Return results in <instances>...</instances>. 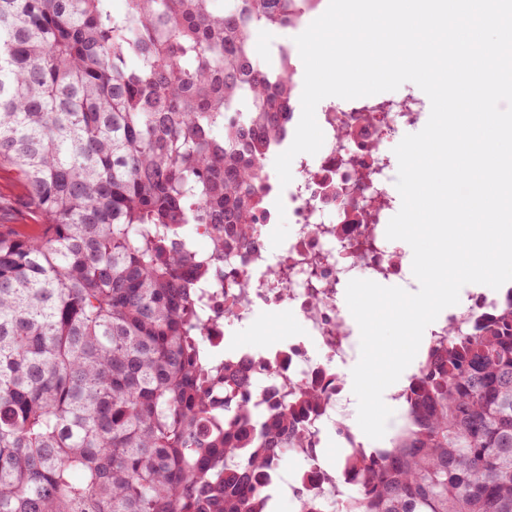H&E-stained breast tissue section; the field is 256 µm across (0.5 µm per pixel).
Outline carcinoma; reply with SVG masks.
I'll use <instances>...</instances> for the list:
<instances>
[{"mask_svg":"<svg viewBox=\"0 0 512 512\" xmlns=\"http://www.w3.org/2000/svg\"><path fill=\"white\" fill-rule=\"evenodd\" d=\"M320 0H0V164L38 231L0 234V512H264L295 434L252 361L205 347L198 289L257 239L295 113L255 33ZM202 224L209 249L193 248ZM352 512H512V298L426 347Z\"/></svg>","mask_w":512,"mask_h":512,"instance_id":"cac0c4a2","label":"carcinoma"}]
</instances>
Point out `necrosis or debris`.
Instances as JSON below:
<instances>
[{
    "label": "necrosis or debris",
    "instance_id": "obj_1",
    "mask_svg": "<svg viewBox=\"0 0 512 512\" xmlns=\"http://www.w3.org/2000/svg\"><path fill=\"white\" fill-rule=\"evenodd\" d=\"M428 117L426 101L414 96L361 97L323 108L318 124L324 144L317 154L294 158L289 185L279 181L276 152H269L262 165L266 204L256 216L258 245L224 258L200 294L207 319L204 339L215 357L235 355L229 335L261 312L287 310L299 327L275 349L253 350L254 385L247 394L260 412L274 411L286 395L313 390L320 396L319 403L293 415L305 436L304 447L288 448L303 463L299 474L291 477L274 467L259 483L261 492L288 499L297 512L310 503L322 512H345L353 490L365 481L362 469L347 466L338 472L322 463L328 441L337 443L346 463L375 455L351 421L357 399L345 370L359 330L342 300L359 272L410 292L417 288L405 252L385 243L401 196L394 190L398 160L384 145L423 128ZM283 219L292 233L274 251L266 231ZM500 304V295L464 286L458 304L429 325L428 343L451 331L465 335Z\"/></svg>",
    "mask_w": 512,
    "mask_h": 512
}]
</instances>
